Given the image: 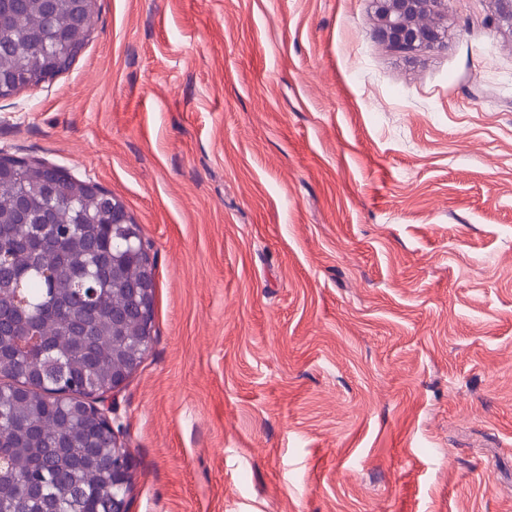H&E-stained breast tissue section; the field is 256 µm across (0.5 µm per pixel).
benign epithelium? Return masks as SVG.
Listing matches in <instances>:
<instances>
[{"label": "benign epithelium", "instance_id": "benign-epithelium-1", "mask_svg": "<svg viewBox=\"0 0 512 512\" xmlns=\"http://www.w3.org/2000/svg\"><path fill=\"white\" fill-rule=\"evenodd\" d=\"M499 27L512 31V0H492ZM377 32L403 49H431L440 44L439 19L448 0H372Z\"/></svg>", "mask_w": 512, "mask_h": 512}]
</instances>
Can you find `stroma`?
I'll return each mask as SVG.
<instances>
[{"label":"stroma","mask_w":512,"mask_h":512,"mask_svg":"<svg viewBox=\"0 0 512 512\" xmlns=\"http://www.w3.org/2000/svg\"><path fill=\"white\" fill-rule=\"evenodd\" d=\"M0 155L121 200L153 341L112 394L130 512H512V33L448 0H96ZM377 32L403 49H431L440 44L439 19L447 0H372Z\"/></svg>","instance_id":"35a3bbf8"}]
</instances>
